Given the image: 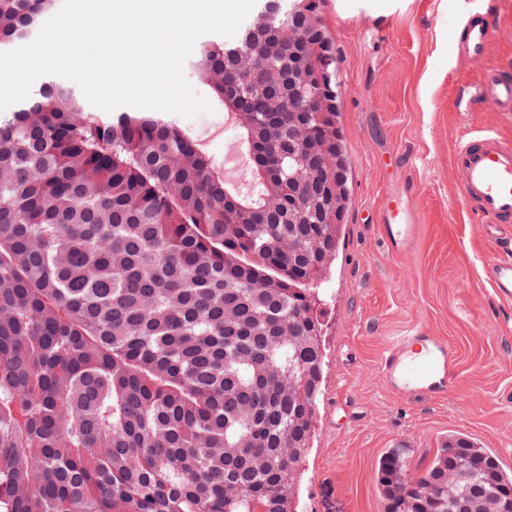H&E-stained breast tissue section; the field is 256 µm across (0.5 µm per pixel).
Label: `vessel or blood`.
Returning <instances> with one entry per match:
<instances>
[{"label": "vessel or blood", "mask_w": 512, "mask_h": 512, "mask_svg": "<svg viewBox=\"0 0 512 512\" xmlns=\"http://www.w3.org/2000/svg\"><path fill=\"white\" fill-rule=\"evenodd\" d=\"M499 32L490 12L477 11L465 18L454 43L460 54L479 57ZM458 105L466 111L487 105L512 112V69L485 71L476 83L461 89ZM451 165L459 180L462 204L486 218V233L509 252L508 257L496 258L487 266L486 276L496 296L512 302V142L492 133L473 134L455 146ZM413 197L412 187L400 186L388 191L384 199L379 224L392 253L410 251L420 236ZM379 370L395 395L443 397L455 377V352L443 338L417 328L389 341Z\"/></svg>", "instance_id": "vessel-or-blood-1"}]
</instances>
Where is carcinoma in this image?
<instances>
[{"label": "carcinoma", "instance_id": "1", "mask_svg": "<svg viewBox=\"0 0 512 512\" xmlns=\"http://www.w3.org/2000/svg\"><path fill=\"white\" fill-rule=\"evenodd\" d=\"M53 2L0 0V46ZM319 4L258 0L201 48L255 139L248 192L173 122L57 84L0 114V512H295L348 193ZM408 470L379 460L384 512H512V471L465 435Z\"/></svg>", "mask_w": 512, "mask_h": 512}]
</instances>
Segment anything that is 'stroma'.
<instances>
[{
  "instance_id": "obj_1",
  "label": "stroma",
  "mask_w": 512,
  "mask_h": 512,
  "mask_svg": "<svg viewBox=\"0 0 512 512\" xmlns=\"http://www.w3.org/2000/svg\"><path fill=\"white\" fill-rule=\"evenodd\" d=\"M502 35L481 57L449 49L474 9ZM336 51L350 194L336 258L323 275L325 366L297 512H383L377 465L407 453L420 476L448 436L462 433L512 469V302L485 277L496 246L463 207L451 152L468 133L512 141V121L483 107L460 112L458 89L492 67L512 66V0H321ZM235 184L245 151L221 106L169 116ZM414 186L422 233L414 251H388L377 227L386 192ZM443 337L456 377L443 398H402L384 383L388 341L415 327Z\"/></svg>"
}]
</instances>
